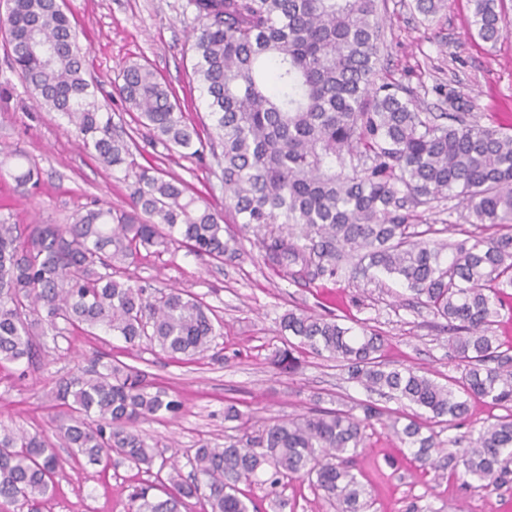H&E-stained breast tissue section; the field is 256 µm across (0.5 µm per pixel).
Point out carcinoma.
<instances>
[{"mask_svg": "<svg viewBox=\"0 0 512 512\" xmlns=\"http://www.w3.org/2000/svg\"><path fill=\"white\" fill-rule=\"evenodd\" d=\"M444 0H412L431 23ZM470 27L485 43L509 33L505 0H469ZM199 28L190 50L193 75L211 125L208 141L186 120L148 64L120 72L116 91L138 112L154 142L203 159L209 149L221 168L237 223L280 225L260 241L267 260L294 280L333 277L357 257L362 276L385 273L415 303L448 322V349L463 365L461 389L382 359L384 339L357 332L336 317L290 310L282 331L292 337L275 354L282 371L298 367L293 351L338 363L368 392L407 401L427 414L390 428L420 466L475 480L483 490L512 483V354L501 350L493 326L512 290V133L463 111L460 98L432 87L446 110L426 112L413 88L379 75L382 20L376 0H189ZM10 67L29 87L36 107L74 127L86 150L131 181L129 207L97 206L69 224L0 222V364L39 357L35 337L102 328L132 346L146 339L173 357L200 356L217 336L216 317L197 296L170 288L156 296L128 268L151 247L176 244L216 260L243 251L223 214L181 180L139 164L133 137L114 132L97 86L87 78L78 35L59 0H5ZM17 166L0 171L19 185L40 170L15 152ZM458 200L468 223L490 231L430 244L409 231L415 208ZM304 239L306 243L299 244ZM488 398L506 411L468 438L443 442L430 425L468 415V400ZM66 421L50 437L0 427V512L46 497L63 463L56 448L88 465L116 456L132 466L167 472L174 491L164 500L154 484L135 489L128 512H180L200 492L210 512H251L242 482L276 488L306 481L336 512H366L365 489L352 472L366 428L364 417L315 410L270 421L261 434L201 444L183 457L149 445L138 424L177 415L182 401L148 374L119 360H88L56 383Z\"/></svg>", "mask_w": 512, "mask_h": 512, "instance_id": "cac0c4a2", "label": "carcinoma"}]
</instances>
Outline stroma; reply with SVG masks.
<instances>
[{
  "mask_svg": "<svg viewBox=\"0 0 512 512\" xmlns=\"http://www.w3.org/2000/svg\"><path fill=\"white\" fill-rule=\"evenodd\" d=\"M67 14L85 49V70L95 80L98 100L114 121L131 133L139 163L184 180L210 206L234 224L214 161L166 151L152 142L137 113L127 111L114 87L123 64L148 62L180 102L186 116L204 127L203 97L192 76L188 36L196 25L188 0H66ZM387 52L383 64L393 77L412 87L448 84L482 123L512 126V34L488 44L469 29L468 0H445L433 23L405 6L386 0ZM9 46L0 31V148L17 150L40 169L37 187H19L0 178V221L12 224H67L81 209L100 204L121 210L129 202V183L121 173L102 167L83 148L66 119L35 109L32 96L8 64ZM241 258L219 262L170 248L140 259L129 269L133 279L153 288H183L208 305L220 322L210 351L192 360L171 358L142 342L133 347L104 331L80 330L66 337H41L50 363L34 369L26 362L0 365V424L27 431H52L60 409L52 391L58 378L71 374L94 355L118 359L148 373L177 395L180 413L139 425L149 444L182 451L207 443L223 445L237 432L224 410L235 406L258 435L272 417L314 409L350 410L373 403L381 412L406 420L417 409L406 402L368 394L348 380L335 362L299 352L295 371L282 372L273 355L282 348L281 316L290 309L334 315L340 323L367 328L384 338L383 358L394 366L431 372L445 383L462 375L448 353L441 320L414 303L395 278H353L343 269L335 278L293 281L265 258L262 232L239 229ZM354 472L371 497L369 512H512V485L484 491L463 484L448 471L419 467L400 441L382 425L366 430ZM63 470L38 512H128L136 487L154 481V473L120 459L84 468L73 464L69 449L58 451ZM243 496L259 512H335L308 483L293 480L273 489L244 483Z\"/></svg>",
  "mask_w": 512,
  "mask_h": 512,
  "instance_id": "obj_1",
  "label": "stroma"
}]
</instances>
